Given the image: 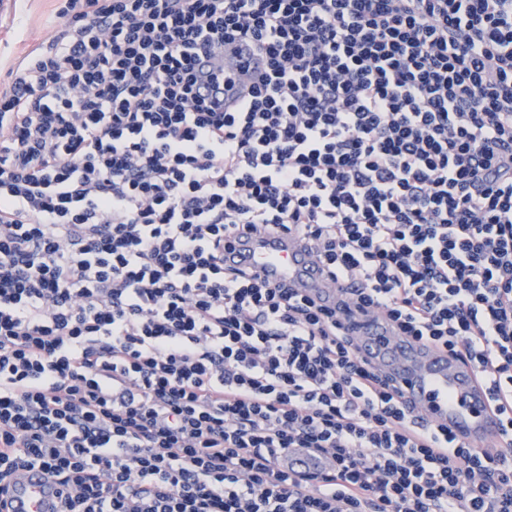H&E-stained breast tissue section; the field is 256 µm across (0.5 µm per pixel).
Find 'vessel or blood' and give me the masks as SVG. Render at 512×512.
Here are the masks:
<instances>
[{"label":"vessel or blood","instance_id":"obj_1","mask_svg":"<svg viewBox=\"0 0 512 512\" xmlns=\"http://www.w3.org/2000/svg\"><path fill=\"white\" fill-rule=\"evenodd\" d=\"M243 70L236 96L249 94V73L265 68L263 58L247 42L237 44ZM297 232L264 241L236 237L224 253L228 265H242L274 284L295 281L306 292L326 299L337 319L352 328L356 353L370 366L390 377L399 400L414 414L447 427L457 443L480 453L491 446H506L501 416L492 409L488 390L471 363L412 336L404 335L384 314L365 312L346 303L341 290L330 284L321 265L301 248ZM56 486L41 469L18 472L8 484L11 512H51Z\"/></svg>","mask_w":512,"mask_h":512}]
</instances>
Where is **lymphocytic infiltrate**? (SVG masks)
I'll use <instances>...</instances> for the list:
<instances>
[{"label": "lymphocytic infiltrate", "instance_id": "lymphocytic-infiltrate-1", "mask_svg": "<svg viewBox=\"0 0 512 512\" xmlns=\"http://www.w3.org/2000/svg\"><path fill=\"white\" fill-rule=\"evenodd\" d=\"M0 90V490L59 512H512L336 312L224 264L300 229L476 363L512 435V0H62ZM266 68L223 111L224 45ZM292 448L324 454L300 475ZM56 485L42 469L18 472L8 484L9 512H53Z\"/></svg>", "mask_w": 512, "mask_h": 512}]
</instances>
